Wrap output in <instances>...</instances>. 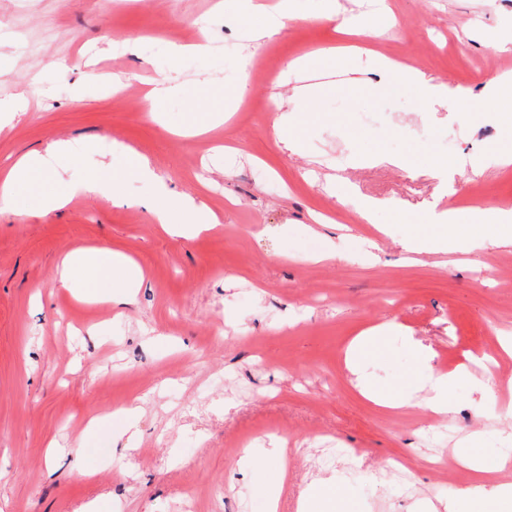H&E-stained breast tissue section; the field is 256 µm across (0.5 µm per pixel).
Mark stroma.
<instances>
[{
	"label": "stroma",
	"instance_id": "stroma-1",
	"mask_svg": "<svg viewBox=\"0 0 512 512\" xmlns=\"http://www.w3.org/2000/svg\"><path fill=\"white\" fill-rule=\"evenodd\" d=\"M339 3L358 35L319 21L323 0H291L292 19L257 43L239 0H0V100L31 92L24 111L0 115V172L36 153L42 179L66 192L55 211L0 210V512H264L281 439L278 512H299L320 479L332 484L320 512L343 500L350 512H416L454 485L432 457L471 434L492 464V440L512 445V415L478 413V373L455 384L444 419L380 408L347 370L354 338L380 324L392 329L363 368L383 388L416 384V344L439 371L512 332V241L402 246L432 207L512 210V131L484 88L512 75V59L484 46L512 38V0H389L377 15L373 0ZM201 23L208 51L173 59L172 34ZM347 43L360 48L358 84L323 61L312 97L293 101L289 62ZM374 52L471 96L452 112L412 86L379 87ZM246 53L278 71L251 73L240 101ZM162 77L180 90L150 102ZM437 136L453 145L441 180ZM57 141L72 155L52 152ZM117 141L162 179L115 165L128 206L80 189ZM161 186L204 199L217 224L166 232L147 208ZM365 201L378 204L370 223ZM330 242L337 259H320ZM98 246L143 269L127 303L77 301L80 282L58 288L61 260ZM132 402L143 413L131 429L112 410ZM95 413L109 420L87 431ZM246 453L264 471L240 468ZM393 455L411 476L376 480Z\"/></svg>",
	"mask_w": 512,
	"mask_h": 512
}]
</instances>
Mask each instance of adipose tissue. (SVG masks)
<instances>
[{"label":"adipose tissue","instance_id":"obj_1","mask_svg":"<svg viewBox=\"0 0 512 512\" xmlns=\"http://www.w3.org/2000/svg\"><path fill=\"white\" fill-rule=\"evenodd\" d=\"M371 65L380 77L389 81L402 79L423 97L441 100L452 110L469 96L466 88L433 82L422 71L412 67L398 68L393 60L381 54L372 55ZM38 163L39 158L35 155L21 158L0 180L1 210L14 208L19 197L28 195L31 186L38 182ZM149 210L157 223L178 235L199 233L216 221V215L208 204L190 195L160 196ZM485 234L512 236V213L480 208L469 213L453 209L434 210L429 213L426 224L412 233L405 248L410 252L427 254L463 251L477 236ZM81 276L86 278L91 296L99 299L112 296L117 288L134 292L143 280L129 257L105 247H94L67 257L57 283L59 287L69 288ZM381 332V327L369 328L352 349L347 368L354 376L360 393L389 410L407 409L419 404L435 416L446 418L452 415L451 392L460 373L456 370L448 373L436 371L431 365V352L422 350L418 353L424 374L422 385L427 390L423 400H416L415 391L411 388L389 394L371 386L360 364L364 355L376 349ZM462 463L476 475L477 481L466 490L449 492L445 505L447 512H512V482H490V468L478 453L464 457Z\"/></svg>","mask_w":512,"mask_h":512}]
</instances>
